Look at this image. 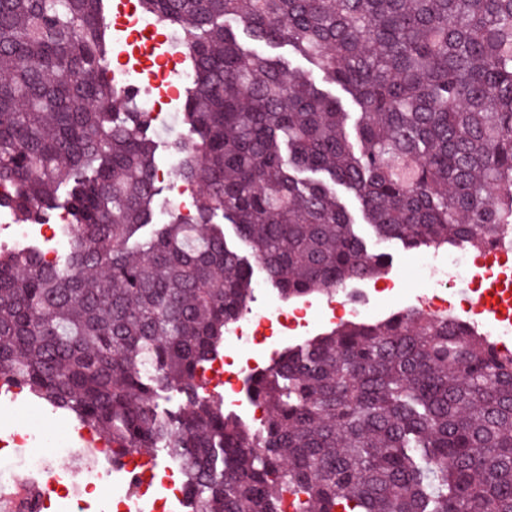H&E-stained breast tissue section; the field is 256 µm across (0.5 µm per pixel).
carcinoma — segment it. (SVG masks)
Wrapping results in <instances>:
<instances>
[{
  "label": "carcinoma",
  "instance_id": "cac0c4a2",
  "mask_svg": "<svg viewBox=\"0 0 512 512\" xmlns=\"http://www.w3.org/2000/svg\"><path fill=\"white\" fill-rule=\"evenodd\" d=\"M101 2L0 0V210L43 224L63 187L71 217L63 263L0 248V383L114 461L163 449L191 512H512V351L463 321L401 312L289 349L249 379L257 428L197 384L255 284L217 213L285 301L387 267L338 186L408 249L479 250L512 224V0H139L193 64L172 148L203 193L165 224ZM315 71L355 98L359 150ZM173 394L185 407H160Z\"/></svg>",
  "mask_w": 512,
  "mask_h": 512
}]
</instances>
